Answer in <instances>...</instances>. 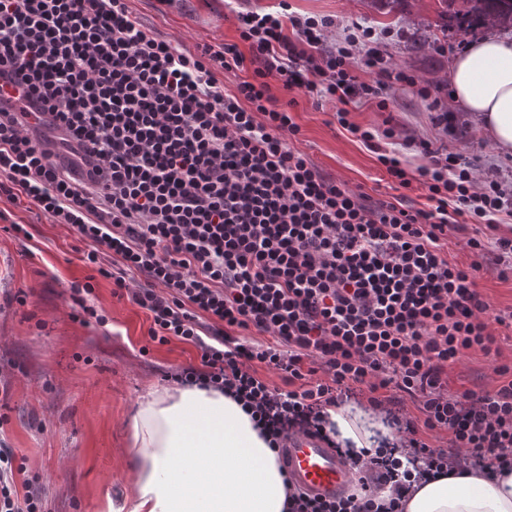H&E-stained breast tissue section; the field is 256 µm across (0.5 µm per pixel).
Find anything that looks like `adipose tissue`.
Instances as JSON below:
<instances>
[{
  "mask_svg": "<svg viewBox=\"0 0 512 512\" xmlns=\"http://www.w3.org/2000/svg\"><path fill=\"white\" fill-rule=\"evenodd\" d=\"M448 106L512 156V37L495 30L471 42L448 69ZM135 489L107 512H286L276 453L250 415L224 393L177 384L144 392L130 418ZM327 433L351 455L391 447L376 408L328 410ZM404 512H512V472L495 479L449 474L414 484Z\"/></svg>",
  "mask_w": 512,
  "mask_h": 512,
  "instance_id": "ef3b65f1",
  "label": "adipose tissue"
}]
</instances>
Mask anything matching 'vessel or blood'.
I'll return each instance as SVG.
<instances>
[{
	"label": "vessel or blood",
	"instance_id": "b4317fda",
	"mask_svg": "<svg viewBox=\"0 0 512 512\" xmlns=\"http://www.w3.org/2000/svg\"><path fill=\"white\" fill-rule=\"evenodd\" d=\"M280 462L296 486L323 499L336 498L359 481L358 473L334 449L305 435L288 439Z\"/></svg>",
	"mask_w": 512,
	"mask_h": 512
}]
</instances>
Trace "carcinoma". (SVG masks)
I'll list each match as a JSON object with an SVG mask.
<instances>
[{"mask_svg":"<svg viewBox=\"0 0 512 512\" xmlns=\"http://www.w3.org/2000/svg\"><path fill=\"white\" fill-rule=\"evenodd\" d=\"M440 30L448 24L463 32L471 31L488 21L512 31V0H437Z\"/></svg>","mask_w":512,"mask_h":512,"instance_id":"carcinoma-1","label":"carcinoma"}]
</instances>
